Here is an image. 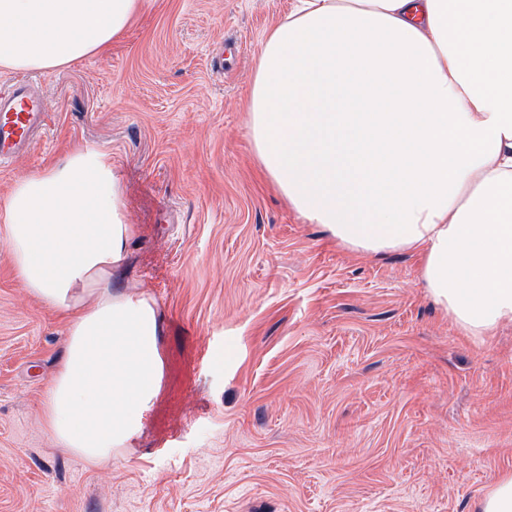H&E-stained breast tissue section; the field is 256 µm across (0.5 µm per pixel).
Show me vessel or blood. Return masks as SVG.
Segmentation results:
<instances>
[{"instance_id": "1", "label": "vessel or blood", "mask_w": 512, "mask_h": 512, "mask_svg": "<svg viewBox=\"0 0 512 512\" xmlns=\"http://www.w3.org/2000/svg\"><path fill=\"white\" fill-rule=\"evenodd\" d=\"M44 98L33 82L0 86V167L25 154L37 138L47 136Z\"/></svg>"}]
</instances>
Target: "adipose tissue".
<instances>
[{
	"instance_id": "1",
	"label": "adipose tissue",
	"mask_w": 512,
	"mask_h": 512,
	"mask_svg": "<svg viewBox=\"0 0 512 512\" xmlns=\"http://www.w3.org/2000/svg\"><path fill=\"white\" fill-rule=\"evenodd\" d=\"M147 0H0V68L49 70L121 38ZM249 136L309 224L408 252L465 335L512 323V0H292L261 39ZM18 283L66 315L43 402L59 447L101 465L163 374L149 298L117 290L137 235L109 152L77 149L0 203Z\"/></svg>"
}]
</instances>
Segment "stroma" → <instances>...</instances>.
<instances>
[{
    "label": "stroma",
    "instance_id": "obj_1",
    "mask_svg": "<svg viewBox=\"0 0 512 512\" xmlns=\"http://www.w3.org/2000/svg\"><path fill=\"white\" fill-rule=\"evenodd\" d=\"M288 4L150 0L108 53L36 71L50 132L0 200L111 152L163 376L111 465L59 448L43 401L66 325L0 239V512H476L512 471V325L463 335L413 255L342 247L258 173L245 97Z\"/></svg>",
    "mask_w": 512,
    "mask_h": 512
}]
</instances>
